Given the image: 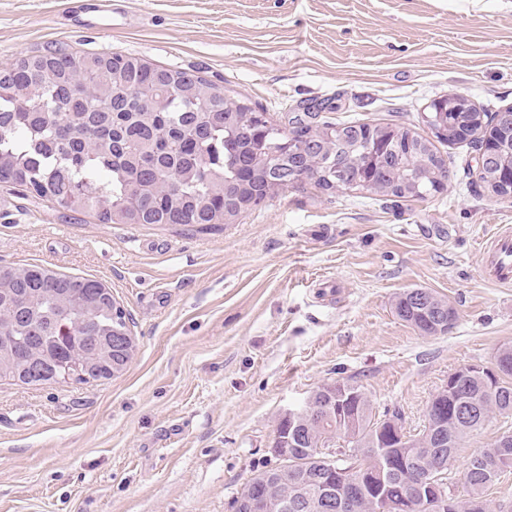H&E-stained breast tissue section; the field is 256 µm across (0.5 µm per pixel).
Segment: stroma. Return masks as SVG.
Returning <instances> with one entry per match:
<instances>
[{
  "label": "stroma",
  "instance_id": "stroma-1",
  "mask_svg": "<svg viewBox=\"0 0 512 512\" xmlns=\"http://www.w3.org/2000/svg\"><path fill=\"white\" fill-rule=\"evenodd\" d=\"M70 0H0V69L50 43L199 72L287 124H398L463 93L512 107V0H111L108 30ZM445 189L423 200L307 184L227 224H104L0 186V265L94 279L131 315L136 353L83 385L0 380V512H234L275 466L281 414L319 385L361 386L374 418L410 433L461 366L512 344V287L489 282L486 240L512 195L478 178L469 143L439 145ZM448 300V333L394 314L403 291ZM464 439L448 481L501 435Z\"/></svg>",
  "mask_w": 512,
  "mask_h": 512
}]
</instances>
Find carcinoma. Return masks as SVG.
<instances>
[{"label":"carcinoma","instance_id":"carcinoma-1","mask_svg":"<svg viewBox=\"0 0 512 512\" xmlns=\"http://www.w3.org/2000/svg\"><path fill=\"white\" fill-rule=\"evenodd\" d=\"M440 142L473 139L486 148L484 185L512 195V126L478 109L455 108L428 124ZM448 180L433 143L393 124H332L312 128L301 117L276 124L196 72L153 66L120 51H75L47 45L0 70V183L33 189L42 200L104 224H192L207 229L263 202L273 185L282 190L314 183L328 190H362L423 199ZM97 280L46 275L37 265L0 266V379L18 380L33 355L48 371L65 362L58 383L91 384L92 367L112 361L115 375L133 350L101 348L99 336L131 335L129 317L112 314V299L96 298ZM398 319L424 336L444 334L456 319L448 300L430 291L399 294ZM477 413L455 420L459 399ZM355 447L366 448L352 477L363 512H435L404 502L409 483L425 474L440 453H457L464 438L496 414L512 415V349L503 352L494 378L477 374L463 394L429 408L448 421V447H435L424 429L406 448H373L372 403L363 394L346 404ZM331 406L298 429L296 462L283 483L299 493L291 512H352L339 498H320V482H339L340 460H316L308 450L336 436ZM505 470L497 444L472 456L464 470L467 497L446 512H497L485 497ZM270 467L254 473L241 498L266 494L269 512H282L278 493L263 484Z\"/></svg>","mask_w":512,"mask_h":512}]
</instances>
